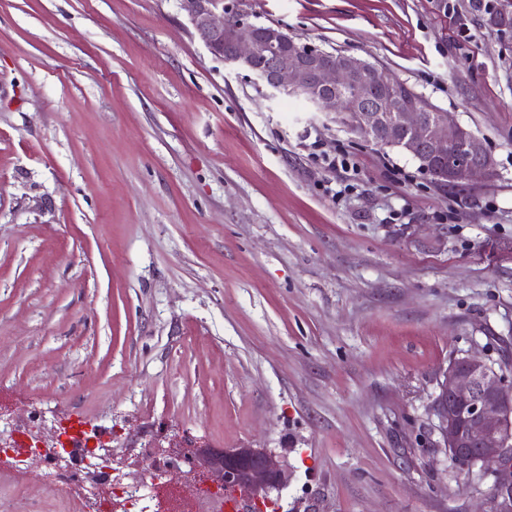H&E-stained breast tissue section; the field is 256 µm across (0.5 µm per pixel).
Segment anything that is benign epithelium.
Masks as SVG:
<instances>
[{
  "label": "benign epithelium",
  "instance_id": "benign-epithelium-1",
  "mask_svg": "<svg viewBox=\"0 0 512 512\" xmlns=\"http://www.w3.org/2000/svg\"><path fill=\"white\" fill-rule=\"evenodd\" d=\"M195 36L224 63L249 71L269 99L292 94L316 112L346 114L343 92L361 89L354 133L398 142L434 178L466 187L494 176L495 160L483 141L447 112L432 119L416 108L394 111L384 98L394 78L354 54L328 57L300 42L275 23L258 24L244 0H179ZM231 21H226V18ZM264 56L267 63L255 65ZM464 153L446 160L448 146ZM447 459L455 466L491 478L487 512H512V374L477 355L453 359L433 404ZM221 486L242 487L256 499L285 483L283 461L265 448H226L208 455Z\"/></svg>",
  "mask_w": 512,
  "mask_h": 512
}]
</instances>
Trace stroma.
<instances>
[{
  "mask_svg": "<svg viewBox=\"0 0 512 512\" xmlns=\"http://www.w3.org/2000/svg\"><path fill=\"white\" fill-rule=\"evenodd\" d=\"M247 8L450 112L494 177L269 99L178 0H0V430L118 427L141 483L155 439L266 448L265 512H485L432 403L454 357L512 367V36L471 0ZM44 471L0 474V512H68Z\"/></svg>",
  "mask_w": 512,
  "mask_h": 512,
  "instance_id": "35a3bbf8",
  "label": "stroma"
}]
</instances>
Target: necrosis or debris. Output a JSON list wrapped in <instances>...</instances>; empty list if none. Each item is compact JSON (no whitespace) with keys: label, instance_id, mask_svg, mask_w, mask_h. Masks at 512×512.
Segmentation results:
<instances>
[{"label":"necrosis or debris","instance_id":"1","mask_svg":"<svg viewBox=\"0 0 512 512\" xmlns=\"http://www.w3.org/2000/svg\"><path fill=\"white\" fill-rule=\"evenodd\" d=\"M18 445L0 453V471L24 469L31 456L48 460L47 475L75 512H150L160 505L167 512H224V492L208 487L204 478H197L199 493L195 503H186L182 495V474L175 456L154 448V474L150 482L139 485L126 483L121 467L103 460L97 461L95 478L75 471L73 458L59 462L54 452L41 448L32 431L17 433Z\"/></svg>","mask_w":512,"mask_h":512}]
</instances>
